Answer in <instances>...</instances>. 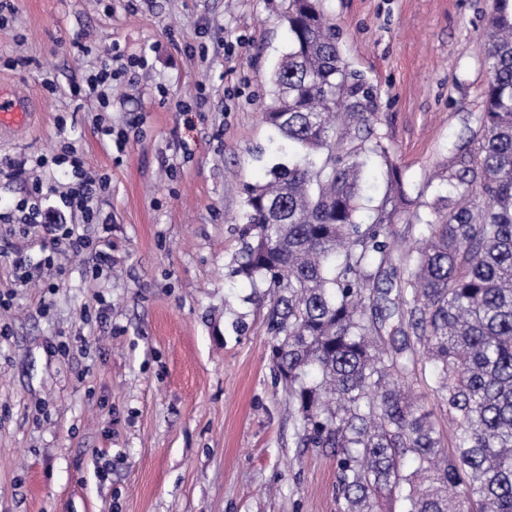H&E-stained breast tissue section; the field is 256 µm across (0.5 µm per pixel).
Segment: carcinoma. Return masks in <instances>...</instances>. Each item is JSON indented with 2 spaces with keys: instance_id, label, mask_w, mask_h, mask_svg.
Returning a JSON list of instances; mask_svg holds the SVG:
<instances>
[{
  "instance_id": "obj_1",
  "label": "carcinoma",
  "mask_w": 512,
  "mask_h": 512,
  "mask_svg": "<svg viewBox=\"0 0 512 512\" xmlns=\"http://www.w3.org/2000/svg\"><path fill=\"white\" fill-rule=\"evenodd\" d=\"M320 2L283 13L265 121L300 156L249 190L238 269L273 289L270 359L296 447L336 458L338 512H512V0H493L482 32V110L445 167L457 199L414 214L425 237L406 252L392 227L409 205L402 173ZM369 154L386 189L365 227Z\"/></svg>"
}]
</instances>
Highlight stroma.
Here are the masks:
<instances>
[{"instance_id": "stroma-1", "label": "stroma", "mask_w": 512, "mask_h": 512, "mask_svg": "<svg viewBox=\"0 0 512 512\" xmlns=\"http://www.w3.org/2000/svg\"><path fill=\"white\" fill-rule=\"evenodd\" d=\"M285 0H6L0 92V512H337L336 460L296 447L269 358L271 293L239 275L247 189L283 161L264 121L288 48ZM350 82L404 172L411 208L454 196L433 171L481 110L492 0H323ZM116 47L102 94L71 96ZM111 138L97 135L98 126ZM72 150L95 178L112 266L61 249L41 289L39 231H19L36 159ZM28 255L29 281L16 254ZM62 341L66 352H51ZM29 116L25 108L15 98L0 94V126H21Z\"/></svg>"}]
</instances>
